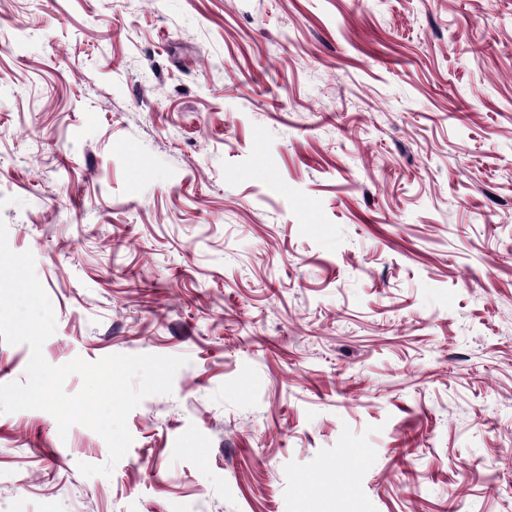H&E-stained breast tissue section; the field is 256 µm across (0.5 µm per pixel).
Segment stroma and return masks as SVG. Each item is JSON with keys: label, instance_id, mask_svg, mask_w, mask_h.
<instances>
[{"label": "stroma", "instance_id": "stroma-1", "mask_svg": "<svg viewBox=\"0 0 512 512\" xmlns=\"http://www.w3.org/2000/svg\"><path fill=\"white\" fill-rule=\"evenodd\" d=\"M0 219L50 364L186 359L0 512H512V0H0Z\"/></svg>", "mask_w": 512, "mask_h": 512}]
</instances>
